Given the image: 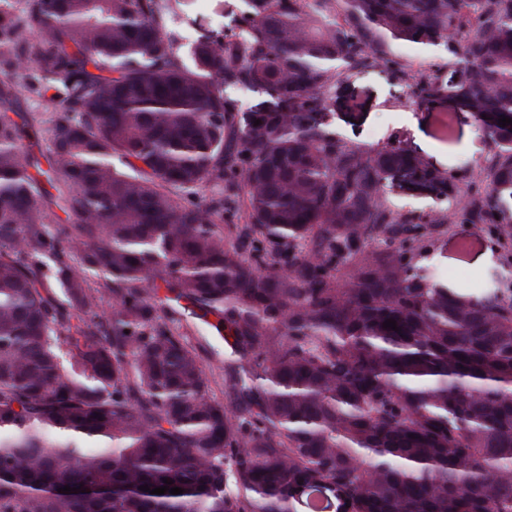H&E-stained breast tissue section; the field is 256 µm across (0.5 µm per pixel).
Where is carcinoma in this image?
Wrapping results in <instances>:
<instances>
[{"mask_svg": "<svg viewBox=\"0 0 512 512\" xmlns=\"http://www.w3.org/2000/svg\"><path fill=\"white\" fill-rule=\"evenodd\" d=\"M189 4L0 8V512H512V280L458 293L425 263L447 223L512 256V0H217L185 43ZM374 67L472 112L488 177L346 141L331 105ZM394 186L467 201L402 213ZM184 318L224 334L222 373ZM393 51L401 60L410 64L415 71H423L428 68H440L441 73L447 79L455 74L454 70L456 67L448 66L446 56L418 54L408 46H397L393 48Z\"/></svg>", "mask_w": 512, "mask_h": 512, "instance_id": "1", "label": "carcinoma"}]
</instances>
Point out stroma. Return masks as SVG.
<instances>
[{
    "label": "stroma",
    "instance_id": "obj_1",
    "mask_svg": "<svg viewBox=\"0 0 512 512\" xmlns=\"http://www.w3.org/2000/svg\"><path fill=\"white\" fill-rule=\"evenodd\" d=\"M452 111V133L444 135L441 120ZM333 122L348 141L369 149L392 141L420 155L434 167L478 172L488 166L489 144L469 112L447 101L441 111L411 106L401 85L382 68L366 70L345 82L333 107ZM447 255L438 259V272L456 288H475L485 277L512 278L503 251L471 224H449L441 237Z\"/></svg>",
    "mask_w": 512,
    "mask_h": 512
}]
</instances>
